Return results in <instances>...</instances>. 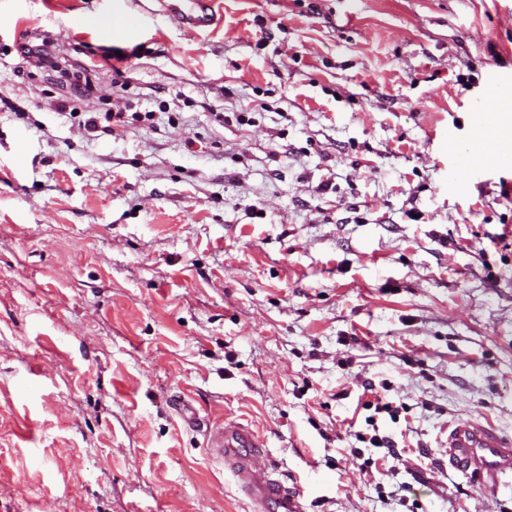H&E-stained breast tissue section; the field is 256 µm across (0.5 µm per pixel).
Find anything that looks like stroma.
Returning a JSON list of instances; mask_svg holds the SVG:
<instances>
[{
    "instance_id": "stroma-1",
    "label": "stroma",
    "mask_w": 512,
    "mask_h": 512,
    "mask_svg": "<svg viewBox=\"0 0 512 512\" xmlns=\"http://www.w3.org/2000/svg\"><path fill=\"white\" fill-rule=\"evenodd\" d=\"M496 78L512 0H0V512H254L179 401L306 512H512L448 464L512 438V166L456 151ZM218 0H164L166 11L186 29H206L217 22Z\"/></svg>"
}]
</instances>
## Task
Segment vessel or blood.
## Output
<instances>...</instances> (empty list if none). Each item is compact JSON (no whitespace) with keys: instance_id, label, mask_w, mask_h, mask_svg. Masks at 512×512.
Returning a JSON list of instances; mask_svg holds the SVG:
<instances>
[{"instance_id":"obj_1","label":"vessel or blood","mask_w":512,"mask_h":512,"mask_svg":"<svg viewBox=\"0 0 512 512\" xmlns=\"http://www.w3.org/2000/svg\"><path fill=\"white\" fill-rule=\"evenodd\" d=\"M217 3L218 0H164L166 11L191 31L216 23ZM211 448L256 504V512H305L295 488L278 479L256 480L257 471L268 469L269 458L253 432L233 422L225 423ZM448 464L477 477L486 487L497 489L504 478L512 476V440L479 422L457 421L448 433Z\"/></svg>"}]
</instances>
